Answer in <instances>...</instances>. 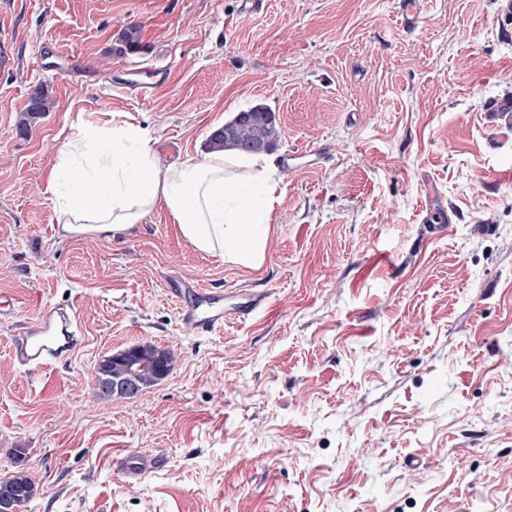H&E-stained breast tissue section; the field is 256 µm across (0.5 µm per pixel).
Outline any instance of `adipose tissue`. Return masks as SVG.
<instances>
[{"label":"adipose tissue","mask_w":512,"mask_h":512,"mask_svg":"<svg viewBox=\"0 0 512 512\" xmlns=\"http://www.w3.org/2000/svg\"><path fill=\"white\" fill-rule=\"evenodd\" d=\"M282 177L262 155L209 152L200 163H162L139 124L78 127L56 154L47 190L68 233L124 231L164 207L197 251L260 268Z\"/></svg>","instance_id":"obj_1"}]
</instances>
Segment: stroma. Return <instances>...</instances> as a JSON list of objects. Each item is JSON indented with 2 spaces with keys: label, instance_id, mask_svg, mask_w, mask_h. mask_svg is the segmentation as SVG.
Here are the masks:
<instances>
[{
  "label": "stroma",
  "instance_id": "stroma-1",
  "mask_svg": "<svg viewBox=\"0 0 512 512\" xmlns=\"http://www.w3.org/2000/svg\"><path fill=\"white\" fill-rule=\"evenodd\" d=\"M502 0H0V478L28 451L25 512H512V17ZM135 49L124 47L129 27ZM166 77L152 96L117 83ZM49 112L17 122L33 92ZM270 107L283 170L259 270L196 251L164 208L117 234L58 233L40 197L77 127L122 112L163 162ZM445 207L451 228L425 234ZM181 278L268 308L200 334ZM83 343L40 376L10 351L36 301ZM171 350L139 396L92 395L99 362ZM162 464L130 483L123 451Z\"/></svg>",
  "mask_w": 512,
  "mask_h": 512
}]
</instances>
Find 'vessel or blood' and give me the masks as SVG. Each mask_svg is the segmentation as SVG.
I'll return each mask as SVG.
<instances>
[{
	"mask_svg": "<svg viewBox=\"0 0 512 512\" xmlns=\"http://www.w3.org/2000/svg\"><path fill=\"white\" fill-rule=\"evenodd\" d=\"M170 293L178 299L188 294L195 297V304L180 306L179 314L182 321L204 334L223 328L230 318L247 317L265 304L263 297L249 296L228 308L221 296L205 288L188 286L179 279L171 280ZM81 342L82 329L73 309L42 305L35 317L14 334L11 352L28 373L38 375L51 370L75 351ZM112 465L114 471L125 480L138 481L156 469L159 460L147 453L130 452L114 458Z\"/></svg>",
	"mask_w": 512,
	"mask_h": 512,
	"instance_id": "obj_1",
	"label": "vessel or blood"
}]
</instances>
